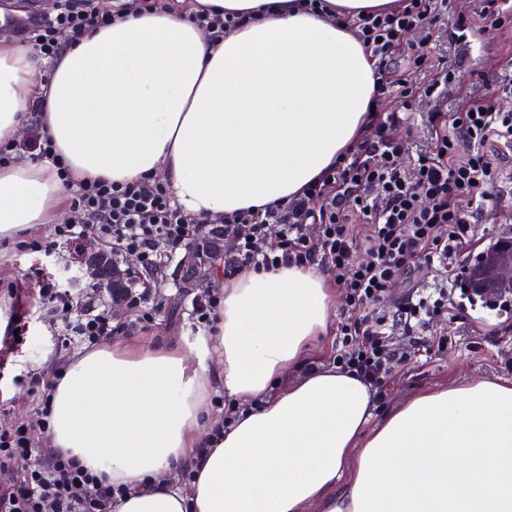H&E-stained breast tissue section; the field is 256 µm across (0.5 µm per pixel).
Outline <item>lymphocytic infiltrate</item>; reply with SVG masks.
Wrapping results in <instances>:
<instances>
[{
    "label": "lymphocytic infiltrate",
    "instance_id": "obj_1",
    "mask_svg": "<svg viewBox=\"0 0 512 512\" xmlns=\"http://www.w3.org/2000/svg\"><path fill=\"white\" fill-rule=\"evenodd\" d=\"M447 8L448 0H402L389 12L342 18L374 60L375 110L366 135L301 197L239 211L219 227L184 215L161 180L84 179L72 187L74 222L56 225L50 239L19 242V249L51 256L95 237L122 268L123 299L143 331L156 316L145 305V276L161 275L165 262L188 247H209L216 231L233 242L224 257L225 275L247 267H324L348 306L337 326L335 361L381 388L407 352L395 345L369 304L386 297L400 272L439 263L444 277L431 287L412 289L397 322L417 350L447 346V336L426 339L421 332L447 315L465 274L459 255L474 236L470 215L487 204L488 188L503 179L486 148L512 145V113L497 109L493 99L470 101L451 113L443 108L454 72L447 61L433 57L429 42ZM111 22V12L100 11L91 0H64L54 16L26 28L25 36L54 61L78 34ZM456 25L472 34L510 26L512 0H476ZM423 100L432 105L430 145L408 166L404 144L393 131L408 125L415 103ZM273 224L279 227L274 238L268 235ZM39 297L47 312L62 317L88 346L121 332L104 312L75 301L53 280L43 281ZM54 385V379L40 375L33 381L36 423L0 425V512H112L111 485L76 460L32 444L35 429L47 426ZM19 457L35 460L21 475L13 467Z\"/></svg>",
    "mask_w": 512,
    "mask_h": 512
}]
</instances>
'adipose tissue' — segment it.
<instances>
[{"label": "adipose tissue", "mask_w": 512, "mask_h": 512, "mask_svg": "<svg viewBox=\"0 0 512 512\" xmlns=\"http://www.w3.org/2000/svg\"><path fill=\"white\" fill-rule=\"evenodd\" d=\"M201 8L245 22L215 43ZM374 93L363 44L295 0L131 10L52 66L0 41V145L37 122L78 176L162 179L203 221L298 198ZM69 194L51 159L1 164L0 240L57 223ZM221 293L190 348L104 345L55 381L47 441L119 488L113 512H512V384L427 391L374 426L372 389L345 371L283 381L336 308L320 266L241 272ZM219 390L238 405L227 425Z\"/></svg>", "instance_id": "ef3b65f1"}]
</instances>
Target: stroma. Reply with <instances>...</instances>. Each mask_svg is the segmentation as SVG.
Returning <instances> with one entry per match:
<instances>
[{
	"mask_svg": "<svg viewBox=\"0 0 512 512\" xmlns=\"http://www.w3.org/2000/svg\"><path fill=\"white\" fill-rule=\"evenodd\" d=\"M470 7V0H448V13L437 25L435 50L453 63L458 84L457 91L448 96V105L452 108L460 104L462 95L483 94L481 73L512 72V28L489 31L479 37H463L455 30L458 14ZM488 154L508 178L491 189L487 206L470 219L475 226V236L461 252V259L467 265L475 263L499 238L512 236V146L495 144ZM35 267L33 254L0 240V287L10 281L22 285L18 300L0 294V309L20 315L28 327L17 349L0 346V424L35 420L36 404L29 392L32 360H44L51 369L67 363L82 351L78 342L63 344L61 324L40 312L29 288L25 287L26 277ZM223 270V265H216L207 285L199 289L194 286L186 266H172L168 274L175 282L174 287L153 290L147 300L148 305L158 308L154 327L141 332L132 325L133 314L118 317V324L127 328L126 339L193 343L200 331L194 324L192 300L216 291L219 280L224 277ZM439 275L434 266L411 275L400 274L385 300L373 305V312L393 320L409 289L425 287ZM433 329L447 331L451 344L442 351L397 363L384 388L375 393L376 417H383L422 392L452 387L467 380L512 383V295L490 303L477 301L461 312L449 311L447 324H434Z\"/></svg>",
	"mask_w": 512,
	"mask_h": 512,
	"instance_id": "1",
	"label": "stroma"
}]
</instances>
